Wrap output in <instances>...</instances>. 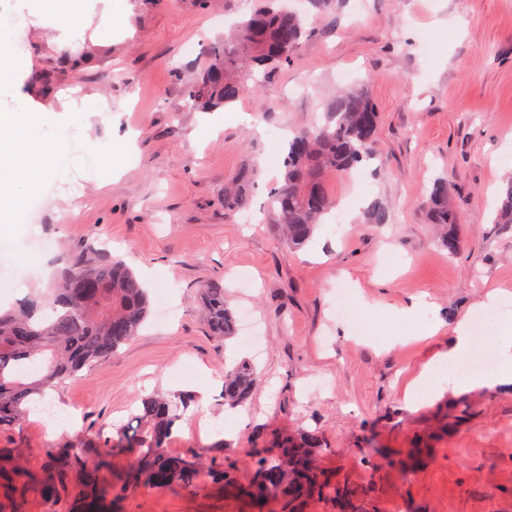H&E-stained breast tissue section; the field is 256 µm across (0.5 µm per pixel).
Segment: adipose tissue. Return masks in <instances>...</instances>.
I'll return each instance as SVG.
<instances>
[{
    "label": "adipose tissue",
    "instance_id": "obj_1",
    "mask_svg": "<svg viewBox=\"0 0 512 512\" xmlns=\"http://www.w3.org/2000/svg\"><path fill=\"white\" fill-rule=\"evenodd\" d=\"M38 115L18 113L10 116L12 133L0 136V234L11 233L19 222L20 206L27 196L34 193L44 173L54 171L62 151L57 143L36 136L34 130ZM473 340L466 323H458L447 349L430 358L411 382L406 399L416 403L423 382L437 366L455 364L471 349Z\"/></svg>",
    "mask_w": 512,
    "mask_h": 512
}]
</instances>
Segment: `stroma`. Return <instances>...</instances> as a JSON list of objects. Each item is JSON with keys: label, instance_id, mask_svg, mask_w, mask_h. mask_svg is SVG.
Masks as SVG:
<instances>
[{"label": "stroma", "instance_id": "stroma-1", "mask_svg": "<svg viewBox=\"0 0 512 512\" xmlns=\"http://www.w3.org/2000/svg\"><path fill=\"white\" fill-rule=\"evenodd\" d=\"M36 0H0V31L19 33L28 63L0 88V115L25 107L63 118L46 128L66 154L44 177L0 256L38 270L18 285L0 280V306L49 288L69 250L94 244L123 259L149 290L139 335L52 391L44 411L0 430V448H20L44 475L45 448L76 434L110 432L152 391L191 390L195 404L170 452L214 455L207 421L232 418L224 464L240 481L271 436L318 431L320 466L354 488L363 512H512V385L474 387L407 406L419 366L446 348L458 320L498 314L512 334V228L492 223L512 163V0H298L314 36L231 106L193 107L185 90L242 0H62L83 23L64 33ZM195 46L186 55L187 46ZM371 81L380 113L374 160L327 178L342 223L326 222L294 248L268 209L288 129L327 118L346 83ZM106 103L87 112L82 101ZM257 170L243 224L224 209V184ZM460 241L448 254L429 220L436 178ZM385 210V223L371 214ZM248 311L259 348L214 340L199 310L212 281ZM347 281L365 324L335 311ZM254 363L260 376L244 408L225 406V366ZM115 512H247L209 476L192 491L144 488Z\"/></svg>", "mask_w": 512, "mask_h": 512}]
</instances>
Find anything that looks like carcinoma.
Here are the masks:
<instances>
[{
    "mask_svg": "<svg viewBox=\"0 0 512 512\" xmlns=\"http://www.w3.org/2000/svg\"><path fill=\"white\" fill-rule=\"evenodd\" d=\"M311 33L304 15L264 0V6L234 26L224 41L210 47L209 64L187 90L196 104L236 102L247 81L259 68L285 63ZM379 112L370 82L336 98L327 121L293 132L282 159L281 180L270 195V210L284 226L288 244L304 245L316 227L335 208L326 186L332 172H348L372 156ZM255 183L252 168L242 169L224 187V209L244 207ZM432 223L441 229L440 245L454 254L459 241L448 227L460 223L448 206V183L438 178L430 196ZM512 224V182L495 220ZM204 317L213 336L225 340L235 334V318L224 303V285L209 283L200 290ZM150 312L145 288L120 260L106 252L78 249L68 256V268L49 292L27 300L11 311L0 312V430L22 423L35 395L78 375L89 365L116 354L138 335ZM257 383L254 366L243 361L224 372V404L247 401ZM194 396L155 392L141 400L126 422L109 435L65 440L62 451L46 453L45 467L52 478L43 488L44 499L57 502L78 484L77 512H111L118 490L123 495L145 486L156 489H192L201 473L215 480L224 494L245 501L249 512H268L271 503L281 512H301L331 489L332 476L322 471L317 458L322 448L318 432L307 430L293 437L274 435L261 453L255 477L248 485L202 456L173 455L167 450L179 410ZM128 453L135 462L124 470L121 484L106 486L100 471L116 454ZM96 459L97 465L89 467ZM11 488L27 485L28 470L18 448H0V472ZM336 512H356L354 495L335 492Z\"/></svg>",
    "mask_w": 512,
    "mask_h": 512,
    "instance_id": "cac0c4a2",
    "label": "carcinoma"
}]
</instances>
